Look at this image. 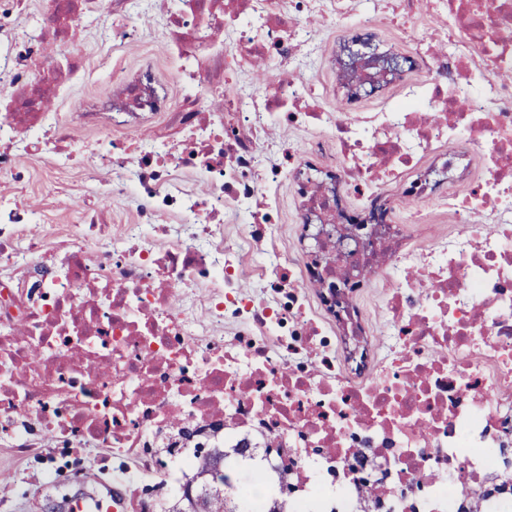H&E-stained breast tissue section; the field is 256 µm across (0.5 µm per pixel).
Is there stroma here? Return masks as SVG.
I'll return each mask as SVG.
<instances>
[{"label": "stroma", "mask_w": 512, "mask_h": 512, "mask_svg": "<svg viewBox=\"0 0 512 512\" xmlns=\"http://www.w3.org/2000/svg\"><path fill=\"white\" fill-rule=\"evenodd\" d=\"M167 8L168 0H158L153 12L141 18L144 40L120 50L127 62H137L150 52L158 59L163 73L172 74L176 61L168 51L162 31ZM84 62L98 71L100 82L74 85L66 97L51 99L47 111L65 115L80 98L103 90L102 79L109 72L110 58L92 31L86 34ZM22 162L32 173L30 182L19 189L0 182V192L15 193L28 210L49 209L55 223L71 224L78 206L93 204L94 194L81 168L53 172L48 159L35 155L23 156ZM126 468V461L96 448L72 450L47 441L40 451L20 460L11 449L0 445V475L9 478L0 491V512H70L71 504L81 497L97 492L123 493Z\"/></svg>", "instance_id": "obj_1"}]
</instances>
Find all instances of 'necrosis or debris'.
Here are the masks:
<instances>
[{
  "mask_svg": "<svg viewBox=\"0 0 512 512\" xmlns=\"http://www.w3.org/2000/svg\"><path fill=\"white\" fill-rule=\"evenodd\" d=\"M348 2L176 0L172 80L148 55L114 65L62 120L41 106L94 80L87 25L119 48L141 39L150 0H44L29 32L25 0H0V180L29 181L32 151L84 164L99 206L134 205L107 239L93 224L36 234L0 195V441L18 458L42 435L178 488L196 448H222L229 467L289 480L292 512H512V0H398L328 55L335 83L298 77ZM267 59L259 90L236 88ZM351 194L383 218L352 223ZM433 208L458 231L439 234ZM233 214L247 222L228 238ZM374 279L372 311L352 287ZM279 194L284 200V207L282 213L283 234L286 243H288L289 248L293 245L294 242L295 229L297 225V216L291 202L287 185H283L280 187Z\"/></svg>",
  "mask_w": 512,
  "mask_h": 512,
  "instance_id": "obj_1",
  "label": "necrosis or debris"
}]
</instances>
